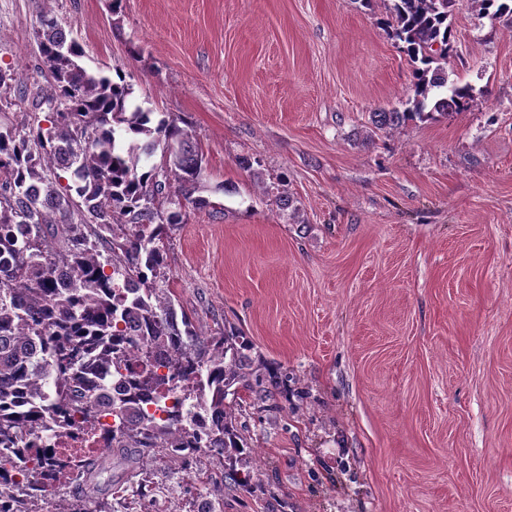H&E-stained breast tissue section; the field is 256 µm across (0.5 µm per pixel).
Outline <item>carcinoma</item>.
Returning <instances> with one entry per match:
<instances>
[{
	"mask_svg": "<svg viewBox=\"0 0 512 512\" xmlns=\"http://www.w3.org/2000/svg\"><path fill=\"white\" fill-rule=\"evenodd\" d=\"M493 19L512 17V0H468ZM461 0H392L385 21L413 67L404 109L371 113L377 129L450 118L465 111L474 88L450 79L451 18ZM37 40L45 71H0V88L14 81L49 106L47 122L0 125V477L27 482L23 498L0 494V512H39L46 485L57 480L48 428L112 417L110 455L129 448H160L169 460L208 448L228 461L243 448L233 415L236 384L264 401L261 364L252 343L231 328L198 332L178 314L166 279L167 228L179 214L163 205L179 193L193 197L203 155L177 119L153 118L132 103V87L116 76L89 72L71 33L42 13ZM70 182L60 183V172ZM67 283L57 286L54 271ZM123 290L112 288V275ZM127 342L140 350L141 371L122 400H112V375L125 369ZM101 372L86 381L87 364ZM191 384L180 409L157 417L145 405L155 395ZM104 461L73 462L70 479L85 493L65 512H101Z\"/></svg>",
	"mask_w": 512,
	"mask_h": 512,
	"instance_id": "obj_1",
	"label": "carcinoma"
}]
</instances>
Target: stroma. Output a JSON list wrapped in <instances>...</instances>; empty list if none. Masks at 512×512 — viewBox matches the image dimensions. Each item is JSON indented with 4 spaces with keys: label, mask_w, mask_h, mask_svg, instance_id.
Listing matches in <instances>:
<instances>
[{
    "label": "stroma",
    "mask_w": 512,
    "mask_h": 512,
    "mask_svg": "<svg viewBox=\"0 0 512 512\" xmlns=\"http://www.w3.org/2000/svg\"><path fill=\"white\" fill-rule=\"evenodd\" d=\"M47 0L86 64L183 119L204 157L165 286L278 376L240 391L237 477L205 453L108 463L111 512H512V25L462 7L451 119L373 131L412 67L386 0ZM35 0H0V70L36 72ZM247 487H239V480Z\"/></svg>",
    "instance_id": "stroma-1"
}]
</instances>
